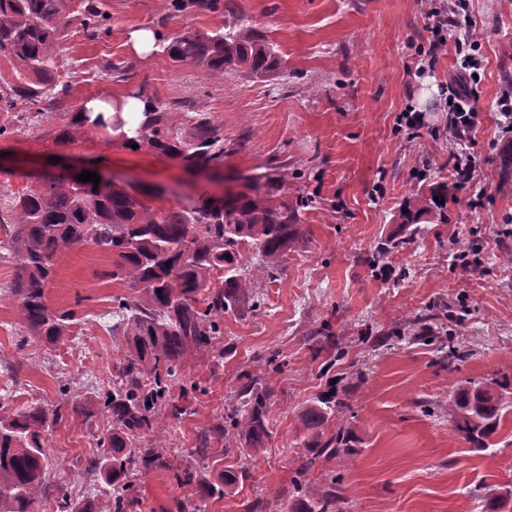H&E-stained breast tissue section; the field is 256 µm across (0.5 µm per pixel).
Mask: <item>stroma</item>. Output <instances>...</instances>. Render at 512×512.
I'll return each mask as SVG.
<instances>
[{"mask_svg": "<svg viewBox=\"0 0 512 512\" xmlns=\"http://www.w3.org/2000/svg\"><path fill=\"white\" fill-rule=\"evenodd\" d=\"M241 23L276 44L275 71L253 76L229 70L213 79L205 68L172 63L161 50L137 56L126 43L137 26L169 32L206 31L221 17L192 13L169 18L162 0H105L112 30L100 39L72 29L59 46L58 70L71 86L66 111L87 98L137 93L171 107L172 131L187 134L186 118L208 114L224 132L230 154L222 166L189 170L155 153L130 151L99 129L56 144L65 113L50 115L0 139V184L16 192L58 167H99L115 181L153 194L155 206L176 209L204 192L239 188L240 177L301 173L315 197L301 213L304 235L263 285L262 303L226 316L216 340L223 357L189 354L179 379L195 383L180 417H165L161 437L140 439L162 462L133 475L135 512H177L187 494L166 464L191 462L206 488L224 470L246 469L249 480L204 497L205 512H285L293 458L304 437L302 406L329 387L349 404L345 416L358 440L349 465L319 459L310 478H338L343 512H483L482 496L512 488V414L489 447L472 451L448 422L452 385L512 382V174L501 154L512 151L498 96L512 82V0H236ZM467 11L481 47L476 112L464 150L476 167L464 190L454 187L448 161L449 86L461 77L454 43L423 68L431 39V8ZM128 67L120 77L119 67ZM426 123L400 125L408 108ZM444 182L448 221L401 225L399 211L414 188ZM394 245L382 255L385 245ZM112 262L92 247L61 254L47 290L50 308L78 319L60 344L24 338L16 306L5 292L14 265L0 260V395L15 405L66 404L47 439L48 465L35 512H58L62 495L102 506L110 490L88 464L112 426L97 408L130 347L112 335L113 299L122 285L104 278ZM436 340L414 342L422 326ZM405 337L380 340L394 327ZM349 348L346 361L312 355L322 336ZM457 337L467 357H449L444 340ZM279 354L270 371L266 360ZM270 393V438L264 452L245 456L224 442V418L240 401L247 377ZM95 405L93 418L78 413Z\"/></svg>", "mask_w": 512, "mask_h": 512, "instance_id": "35a3bbf8", "label": "stroma"}]
</instances>
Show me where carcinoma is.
Segmentation results:
<instances>
[{
  "instance_id": "obj_1",
  "label": "carcinoma",
  "mask_w": 512,
  "mask_h": 512,
  "mask_svg": "<svg viewBox=\"0 0 512 512\" xmlns=\"http://www.w3.org/2000/svg\"><path fill=\"white\" fill-rule=\"evenodd\" d=\"M176 12L224 15L234 0H170ZM73 26L90 38L111 31V16L103 0H0V58L16 64L15 77L0 83V138H8L32 125L61 97L70 84L58 74L60 41ZM159 46L175 63L204 67L216 79L224 71L243 70L252 75L272 71L278 53L252 27L225 24L210 32L176 31ZM169 112L158 103L145 113L133 144L147 147L189 169H208L224 162V135L206 114L191 117V132L174 135ZM86 120L72 114L56 137L68 144L85 134ZM288 174L267 173L247 192L201 199L179 209L153 207L138 193L77 180L71 173H56L41 184L10 194L0 210V258L15 263L10 296L30 336L59 344L69 335L73 313L55 312L46 302L57 256L90 245L112 257L105 276L119 281L130 293L116 298L117 321L112 330L123 331L133 348L118 371V381L103 406L112 416V433H104L101 456L92 461L106 471L112 485L99 512H133L139 504L129 475L159 462L150 448L126 449V440L163 429L159 407L172 400L173 382L192 353L214 350L212 341L223 334L224 316L257 297L256 289L278 276V262L289 245L305 233L300 210L314 200L299 194ZM297 194L288 204V194ZM448 184L439 183L424 194L411 193L407 220L423 216L446 220ZM260 256L242 266V250ZM221 272L213 279L215 272ZM493 393L480 386H458L448 398V421L475 450L489 447L491 436L512 405L506 399L509 383ZM269 395L253 379L242 387L240 406L224 426L226 442L243 444L247 455H258L270 437L266 421ZM345 405L332 392L315 398L298 412L310 455L294 459L296 496L287 512H336V480L330 488L307 479L321 457L346 464L357 450L344 423ZM64 406L37 404L14 407L0 401V512H31L42 494L46 438L63 417ZM337 421L336 431L324 435L326 424ZM180 489L194 487L196 474L188 464L166 463ZM243 470H226L220 486L244 479Z\"/></svg>"
}]
</instances>
